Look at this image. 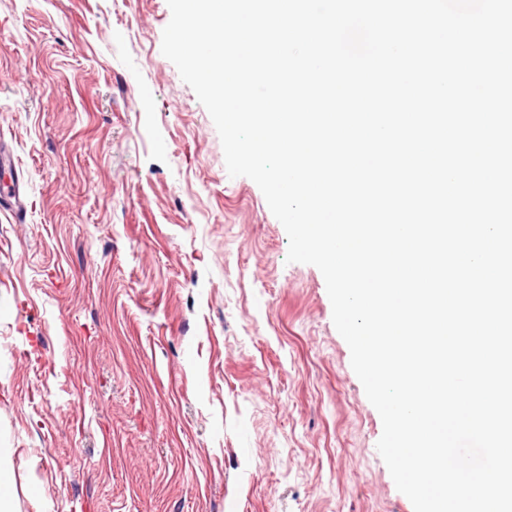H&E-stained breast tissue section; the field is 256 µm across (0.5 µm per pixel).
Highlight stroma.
Instances as JSON below:
<instances>
[{"label":"stroma","instance_id":"35a3bbf8","mask_svg":"<svg viewBox=\"0 0 512 512\" xmlns=\"http://www.w3.org/2000/svg\"><path fill=\"white\" fill-rule=\"evenodd\" d=\"M167 0H0L14 512H414L321 271L161 52Z\"/></svg>","mask_w":512,"mask_h":512}]
</instances>
